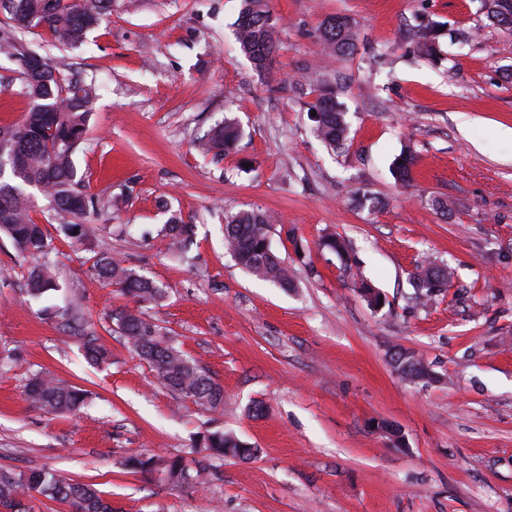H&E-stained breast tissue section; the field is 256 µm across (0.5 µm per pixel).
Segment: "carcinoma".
Segmentation results:
<instances>
[{
  "label": "carcinoma",
  "instance_id": "cac0c4a2",
  "mask_svg": "<svg viewBox=\"0 0 512 512\" xmlns=\"http://www.w3.org/2000/svg\"><path fill=\"white\" fill-rule=\"evenodd\" d=\"M115 0H0V55L19 66L21 92L28 100V111L22 121L0 126V141L12 144L10 153L0 155V235L7 236L22 259L35 263L27 268L28 296L41 299L58 288L54 264L48 259L50 243L42 227L34 222L32 191L48 201L53 217L67 235L87 239L90 230L87 215L95 210L94 195L88 192L85 177L78 175L73 155L85 140L96 97L95 85L67 74L48 58L33 52L25 34L37 29L47 32L63 46H81L89 31L112 12ZM488 20L512 32V0H485ZM279 18L268 0H244L235 22V36L242 53L260 72L272 68L278 50ZM324 49L333 57L351 58L357 51L355 21L348 15H336L320 25ZM442 27L420 22L411 29V39L418 56L441 60ZM313 134L333 150L346 147L348 122L338 90L321 80L311 102L305 103ZM241 137L240 127L226 119L216 123L198 141L203 152L222 156L232 150ZM415 157L404 150L392 163V175L403 185L412 181ZM272 217L255 210H239L224 216V246L235 262L254 276L272 281L283 288L292 286L288 266L274 252H266ZM164 231L177 249L186 247L192 226L171 216ZM92 267L98 277L128 296L137 308H119L111 319L124 322L121 335L137 356L145 361L158 382L200 407L218 409L224 390L180 349L163 327L145 318L140 307L157 305L164 292L152 281L106 252L92 256ZM415 300L425 305L448 284V266L429 265L413 274ZM63 325L77 338L87 362L101 366L110 360L111 352L99 337L84 332L83 312L66 307L59 312ZM27 399L42 411L63 416L74 415L87 404L85 390L69 385L41 372L31 374L24 385ZM248 444L231 433L220 430L203 437V451L217 459L238 457ZM124 467L147 477L161 479L180 491L192 495L207 482L208 467L183 456L154 453L129 457ZM38 494L48 500L68 504L72 512H112L100 492L89 484L73 482L62 475L35 470L18 476L0 467V502H12L17 512H27L26 501Z\"/></svg>",
  "mask_w": 512,
  "mask_h": 512
}]
</instances>
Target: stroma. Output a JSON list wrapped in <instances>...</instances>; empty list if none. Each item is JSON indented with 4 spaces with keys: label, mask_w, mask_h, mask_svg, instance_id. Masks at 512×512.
Here are the masks:
<instances>
[{
    "label": "stroma",
    "mask_w": 512,
    "mask_h": 512,
    "mask_svg": "<svg viewBox=\"0 0 512 512\" xmlns=\"http://www.w3.org/2000/svg\"><path fill=\"white\" fill-rule=\"evenodd\" d=\"M483 0H269L279 50L262 74L240 51L242 0H119L81 48L34 33L60 68L97 88L74 156L98 200L89 242L66 236L35 195L58 291L26 293L27 264L0 236V465L51 469L94 485L113 512H512V35L489 24ZM343 13L358 52L325 59L319 25ZM443 26L445 60H415L408 25ZM345 78L339 99L349 148L310 130L292 84ZM18 67L0 56V125L23 119ZM243 135L215 159L197 142L223 117ZM416 156L404 187L391 165ZM385 199L354 207L356 194ZM448 201L440 214L430 201ZM275 216L268 236L288 264L285 289L248 274L224 247V215ZM194 229L180 260L162 229ZM344 240L348 263L321 249ZM111 253L164 289L146 317L224 389L209 411L158 383L111 320L129 298L106 286L92 251ZM453 277L427 305L416 266ZM379 290L372 308L358 281ZM77 305L110 349L86 364L48 306ZM430 378L408 380L394 351ZM52 373L88 391L74 417L26 400L24 378ZM267 412L257 416L255 404ZM236 435L248 459H209L205 491L186 495L122 466L144 453L188 455L205 431ZM394 365H398V373L405 378L417 380L421 370L425 368L418 363V359L410 352L398 350L393 355Z\"/></svg>",
    "instance_id": "obj_1"
}]
</instances>
